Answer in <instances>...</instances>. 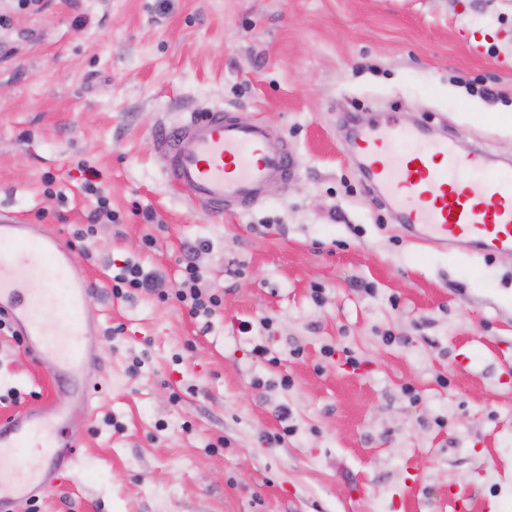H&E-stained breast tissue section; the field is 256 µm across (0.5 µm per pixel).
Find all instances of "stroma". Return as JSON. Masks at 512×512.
I'll use <instances>...</instances> for the list:
<instances>
[{"label": "stroma", "mask_w": 512, "mask_h": 512, "mask_svg": "<svg viewBox=\"0 0 512 512\" xmlns=\"http://www.w3.org/2000/svg\"><path fill=\"white\" fill-rule=\"evenodd\" d=\"M0 16V209L68 247L96 207L86 182L118 216L76 257L100 391L73 404L78 460L39 512H512V261L410 242L351 151L370 125L426 127L512 170V0H0ZM213 108L265 121L297 160L232 216L171 187L154 147ZM189 254L224 297L211 321L113 298L124 261L172 284ZM53 389L0 335V420Z\"/></svg>", "instance_id": "1"}]
</instances>
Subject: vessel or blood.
<instances>
[{
    "instance_id": "b4317fda",
    "label": "vessel or blood",
    "mask_w": 512,
    "mask_h": 512,
    "mask_svg": "<svg viewBox=\"0 0 512 512\" xmlns=\"http://www.w3.org/2000/svg\"><path fill=\"white\" fill-rule=\"evenodd\" d=\"M155 145L167 180L216 215L250 209L269 182L288 181L296 168L287 143L263 121L220 108L161 129ZM353 145L416 241L512 252V173L487 174L481 152L461 155L447 138L393 125L358 131ZM91 299L88 278L55 235L0 211V314L35 360L52 365L57 388L88 408L95 391L86 372ZM80 446L67 405L55 401L0 421V505L27 502L54 487Z\"/></svg>"
}]
</instances>
